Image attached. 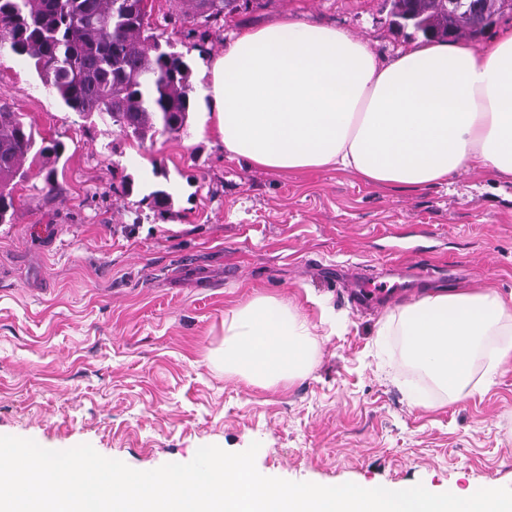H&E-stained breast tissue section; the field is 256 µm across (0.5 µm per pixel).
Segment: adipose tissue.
<instances>
[{
    "instance_id": "1",
    "label": "adipose tissue",
    "mask_w": 512,
    "mask_h": 512,
    "mask_svg": "<svg viewBox=\"0 0 512 512\" xmlns=\"http://www.w3.org/2000/svg\"><path fill=\"white\" fill-rule=\"evenodd\" d=\"M211 123L229 156L277 172L336 169L409 191L468 171L512 176V28L483 48L420 40L390 63L324 25L281 20L234 34L208 69ZM399 333L409 361L450 400L473 393L474 358L497 336L512 361V296L434 290L398 307L380 335ZM314 325L258 295L224 314L215 361L246 385L305 378Z\"/></svg>"
}]
</instances>
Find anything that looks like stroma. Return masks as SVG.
<instances>
[{
	"instance_id": "1",
	"label": "stroma",
	"mask_w": 512,
	"mask_h": 512,
	"mask_svg": "<svg viewBox=\"0 0 512 512\" xmlns=\"http://www.w3.org/2000/svg\"><path fill=\"white\" fill-rule=\"evenodd\" d=\"M190 68L192 114L144 142L62 106L31 61L0 54V106L61 158L0 224V435L91 445L137 470L260 442L258 471L325 486L512 487V366L484 356L451 401L380 322L426 288L512 294V178L466 173L399 191L331 170L227 158L202 91L225 34L288 17L361 38L384 61L419 37L391 0H250L223 27L162 23ZM171 196L155 207L153 191ZM371 287L359 298L360 287ZM273 295L317 326L311 373L249 387L209 359L224 313Z\"/></svg>"
}]
</instances>
